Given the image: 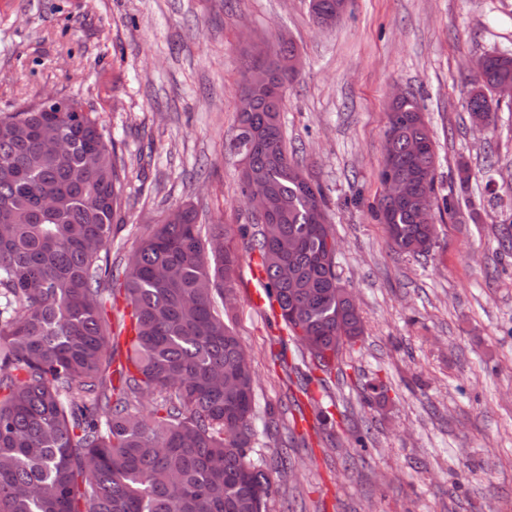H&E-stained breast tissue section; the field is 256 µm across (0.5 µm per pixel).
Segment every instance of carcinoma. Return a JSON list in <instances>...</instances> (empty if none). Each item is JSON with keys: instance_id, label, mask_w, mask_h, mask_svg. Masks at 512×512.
<instances>
[{"instance_id": "cac0c4a2", "label": "carcinoma", "mask_w": 512, "mask_h": 512, "mask_svg": "<svg viewBox=\"0 0 512 512\" xmlns=\"http://www.w3.org/2000/svg\"><path fill=\"white\" fill-rule=\"evenodd\" d=\"M337 0H309L314 24H336ZM512 80V58L472 69L464 108L493 125L491 87ZM284 96L257 95L238 113L235 152L251 156L269 186V212L237 235L258 253L290 337L308 369L336 367L341 337L363 335L358 307L336 294L332 225L320 184L299 177L281 121ZM55 120L66 147L41 133ZM380 183L393 175L408 201L371 205L392 248L425 255L437 238L439 163L414 95L388 106ZM114 148L92 112H11L0 117V512H266L270 474L288 452L252 459L254 385L224 306L237 255L225 228L201 235L181 207L146 229L116 279L110 244L122 208ZM464 193L469 163L456 164ZM123 296L132 326L126 368L107 304ZM235 391L224 390V378Z\"/></svg>"}]
</instances>
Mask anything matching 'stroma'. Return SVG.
I'll return each mask as SVG.
<instances>
[{
    "instance_id": "35a3bbf8",
    "label": "stroma",
    "mask_w": 512,
    "mask_h": 512,
    "mask_svg": "<svg viewBox=\"0 0 512 512\" xmlns=\"http://www.w3.org/2000/svg\"><path fill=\"white\" fill-rule=\"evenodd\" d=\"M279 31L302 61L281 114L288 154L326 194L364 334L326 385L301 391L302 350L253 304L252 255L237 242L253 446L266 459L287 448L290 462L268 512H512V104L485 133L463 107L468 61L512 51V0H353L329 30L308 0H0V113L48 95L94 111L121 170L122 265L180 206L205 233L252 223L228 144L244 50ZM397 87L424 107L437 195L458 193V159L475 175L479 221L442 219L425 257L395 252L368 210ZM321 410L333 432L318 430Z\"/></svg>"
}]
</instances>
